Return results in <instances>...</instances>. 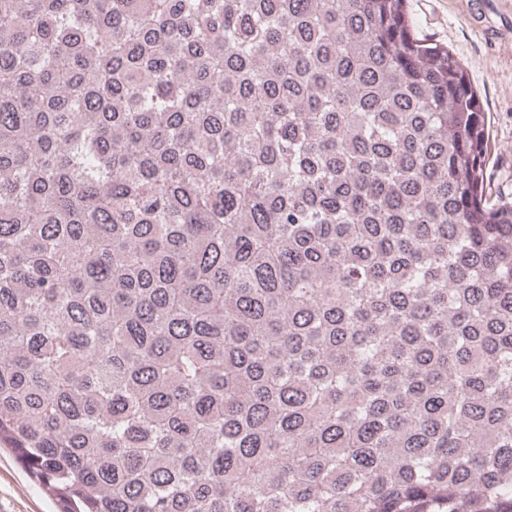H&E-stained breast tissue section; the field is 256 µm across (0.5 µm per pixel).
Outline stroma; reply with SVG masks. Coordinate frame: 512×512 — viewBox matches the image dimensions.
I'll return each instance as SVG.
<instances>
[{"label":"stroma","instance_id":"stroma-1","mask_svg":"<svg viewBox=\"0 0 512 512\" xmlns=\"http://www.w3.org/2000/svg\"><path fill=\"white\" fill-rule=\"evenodd\" d=\"M416 33L444 43L466 69L480 94L489 129L487 194L512 196V21L501 5L487 0L470 15L467 0H407ZM0 512H57L54 500L0 449Z\"/></svg>","mask_w":512,"mask_h":512}]
</instances>
